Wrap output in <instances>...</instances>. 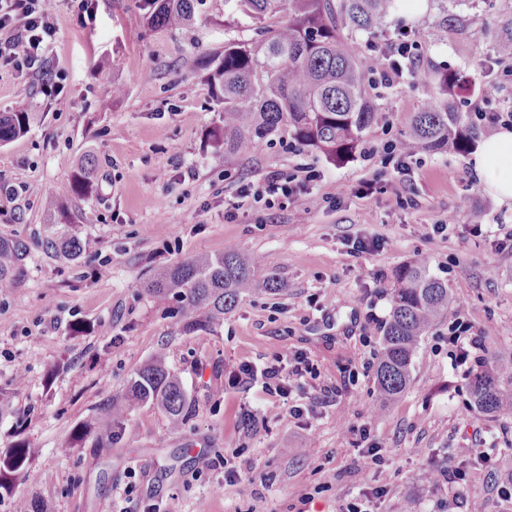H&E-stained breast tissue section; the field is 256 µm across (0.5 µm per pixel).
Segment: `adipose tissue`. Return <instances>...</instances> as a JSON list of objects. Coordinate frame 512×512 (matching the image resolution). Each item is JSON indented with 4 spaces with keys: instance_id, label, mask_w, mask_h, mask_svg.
<instances>
[{
    "instance_id": "obj_1",
    "label": "adipose tissue",
    "mask_w": 512,
    "mask_h": 512,
    "mask_svg": "<svg viewBox=\"0 0 512 512\" xmlns=\"http://www.w3.org/2000/svg\"><path fill=\"white\" fill-rule=\"evenodd\" d=\"M474 172L501 202H512V130H499L480 143Z\"/></svg>"
}]
</instances>
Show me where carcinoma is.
Listing matches in <instances>:
<instances>
[{
  "instance_id": "obj_1",
  "label": "carcinoma",
  "mask_w": 512,
  "mask_h": 512,
  "mask_svg": "<svg viewBox=\"0 0 512 512\" xmlns=\"http://www.w3.org/2000/svg\"><path fill=\"white\" fill-rule=\"evenodd\" d=\"M147 27L178 28L194 18L193 0H139ZM235 7L254 21L255 38L228 41L224 49L208 51L200 67L218 104L224 106V126L212 131L213 142L234 153L254 139L277 134L282 127L295 140L331 158H342L357 145L374 123L377 103L365 92L366 73L356 52L355 39L377 36L392 26L393 0H234ZM435 29H451L466 38L476 33L472 19L460 13L468 0H436ZM288 10V23L275 29L267 21ZM497 55L512 54V15L497 20L492 34ZM440 95L410 117L404 142L418 150L463 154L482 133L480 124L455 110L452 98L460 90L458 78H438ZM33 113L20 109L0 113V145L23 134ZM42 247L70 257L80 253L78 237L48 238ZM24 244L0 238V288L10 286L21 266ZM255 259L234 250L214 257L198 256L164 269L150 284L155 294L172 292L186 314H204L199 326L216 327L240 299L261 286L280 291L286 283L270 277L254 278ZM451 301L448 284L430 275L426 265L414 262L395 272L392 306L385 325L381 359L376 371L382 398L401 396L410 382L412 356L423 333ZM512 359L475 376L472 406L501 416L512 412ZM134 402L153 401L178 424L187 407L181 383L156 359L136 372L131 385ZM28 448L17 444L0 462L3 473L20 470Z\"/></svg>"
}]
</instances>
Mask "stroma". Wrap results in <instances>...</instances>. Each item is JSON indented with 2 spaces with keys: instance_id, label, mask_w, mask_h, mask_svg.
I'll use <instances>...</instances> for the list:
<instances>
[{
  "instance_id": "35a3bbf8",
  "label": "stroma",
  "mask_w": 512,
  "mask_h": 512,
  "mask_svg": "<svg viewBox=\"0 0 512 512\" xmlns=\"http://www.w3.org/2000/svg\"><path fill=\"white\" fill-rule=\"evenodd\" d=\"M56 25L48 61L66 77L70 101L56 111L41 79L0 71V112L23 108L28 132L0 146V238L27 242L12 287L0 289V459L17 442L30 455L0 512H341L364 488L382 485L375 512H512V415L470 404L477 371L512 358V206L487 192L470 155L421 151L384 192L361 197L379 158L366 149L400 141L413 112L435 96V73H471L494 56L487 30L512 0H472L477 32L431 30L435 0L417 14L394 9L400 27L425 33L423 61L401 85L379 88L378 114L352 152L332 160L281 133L224 153L211 130L224 114L198 66L225 39L251 38L252 21L224 0H199L178 30H147L136 0H48ZM94 162L95 189L72 176ZM315 169L303 205L224 218L238 181ZM191 179L176 181V174ZM342 189L339 206L328 193ZM67 203V224L45 196ZM412 196V207L399 200ZM457 221L435 225L447 214ZM79 238L70 258L43 238ZM364 252H356L358 243ZM233 248L255 258L258 280L282 293L244 296L221 326L195 328L172 294L147 286L163 267ZM420 261L447 282L453 300L415 351L410 383L380 402L382 338H365L369 317L387 321L394 274ZM490 326L466 364L448 345L457 314ZM305 355L312 375L289 399L238 383L242 364ZM162 358L190 409L172 426L154 403L133 405L110 429L100 409L126 399L136 371ZM305 408L302 418L289 404ZM381 465H363L360 428ZM237 483L224 481L225 466ZM461 467L463 484L435 486V470Z\"/></svg>"
}]
</instances>
